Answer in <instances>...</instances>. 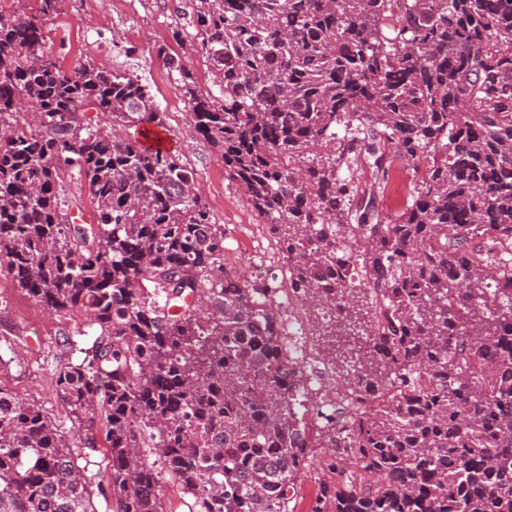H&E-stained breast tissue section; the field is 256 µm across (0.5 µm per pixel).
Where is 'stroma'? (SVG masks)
I'll use <instances>...</instances> for the list:
<instances>
[{
    "instance_id": "35a3bbf8",
    "label": "stroma",
    "mask_w": 512,
    "mask_h": 512,
    "mask_svg": "<svg viewBox=\"0 0 512 512\" xmlns=\"http://www.w3.org/2000/svg\"><path fill=\"white\" fill-rule=\"evenodd\" d=\"M181 39H174V30ZM195 40L187 0H59L46 23V50L64 69L90 61L105 69L118 68L146 86L160 107L162 128L175 143L173 150L181 166L192 175L200 195L216 223L224 227V267L237 270L242 262L254 267L253 281L275 287L274 304L282 315L302 319L307 334L311 366L323 377L320 395L339 400L344 384L324 358L316 325L307 305L283 285L287 270L275 238L253 210L237 184L224 170L221 152L200 136L179 74L157 55L166 48L179 58L194 78L200 96H218L216 78L202 51H187ZM426 161L410 166L393 161L390 176L402 177V196L381 192L379 209L391 217L412 202L413 188L422 179ZM0 296L8 305L0 310V338L14 341L9 365L0 368V385L35 399L66 435L83 436L78 421L66 414L54 382L59 344L72 337L78 346H89L93 330L90 316L76 310L54 312L19 293L11 280L0 275Z\"/></svg>"
}]
</instances>
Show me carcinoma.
I'll list each match as a JSON object with an SVG mask.
<instances>
[{
  "instance_id": "carcinoma-1",
  "label": "carcinoma",
  "mask_w": 512,
  "mask_h": 512,
  "mask_svg": "<svg viewBox=\"0 0 512 512\" xmlns=\"http://www.w3.org/2000/svg\"><path fill=\"white\" fill-rule=\"evenodd\" d=\"M58 2L0 13V273L93 316L92 345L57 358L56 391L88 421L85 447L103 436L97 489L113 512H166L140 455L153 446L196 502L289 512L307 385L271 290L224 271L223 225L172 154L87 118L162 124L128 72H68L46 52ZM192 2L220 83L200 97L180 72L196 129L346 375L311 512H512V0H402L396 16L397 0ZM428 152L412 204L384 218L390 154ZM72 177L89 224L70 219ZM202 295L212 312L193 308ZM74 447L0 387V512H96Z\"/></svg>"
}]
</instances>
